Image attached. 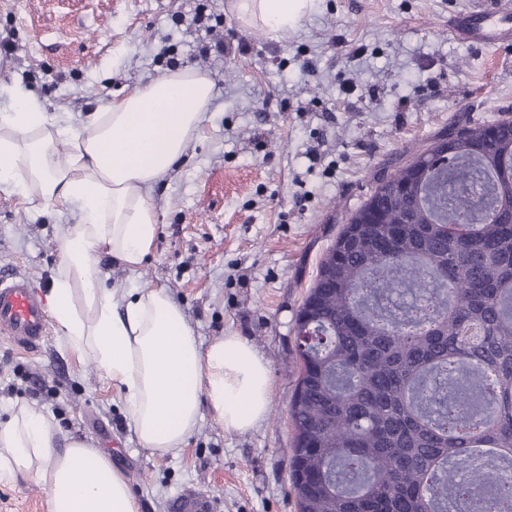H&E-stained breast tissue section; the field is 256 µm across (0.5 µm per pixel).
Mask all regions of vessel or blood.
I'll list each match as a JSON object with an SVG mask.
<instances>
[{"instance_id": "vessel-or-blood-1", "label": "vessel or blood", "mask_w": 512, "mask_h": 512, "mask_svg": "<svg viewBox=\"0 0 512 512\" xmlns=\"http://www.w3.org/2000/svg\"><path fill=\"white\" fill-rule=\"evenodd\" d=\"M448 29L457 38L482 44H512V26L494 19L490 12L453 14ZM50 332L43 295L33 281L13 274L0 279V335L17 346L37 349Z\"/></svg>"}]
</instances>
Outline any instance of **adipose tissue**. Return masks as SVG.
Wrapping results in <instances>:
<instances>
[{
    "label": "adipose tissue",
    "instance_id": "ef3b65f1",
    "mask_svg": "<svg viewBox=\"0 0 512 512\" xmlns=\"http://www.w3.org/2000/svg\"><path fill=\"white\" fill-rule=\"evenodd\" d=\"M244 24L295 29L317 0H231ZM206 73L186 67L89 113L73 126L35 96L0 82V186L28 202L77 208L59 227L60 252L47 307L68 348L118 389L140 444L176 452L211 414L245 432L270 408L271 374L243 337L202 345L165 286H108L100 258L135 271L160 231L151 195L197 137L213 97ZM24 478L48 488V512H140L125 475L92 441L59 433L22 406L0 421V483Z\"/></svg>",
    "mask_w": 512,
    "mask_h": 512
}]
</instances>
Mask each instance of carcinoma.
Masks as SVG:
<instances>
[{
	"mask_svg": "<svg viewBox=\"0 0 512 512\" xmlns=\"http://www.w3.org/2000/svg\"><path fill=\"white\" fill-rule=\"evenodd\" d=\"M300 313L298 512H499L512 498V118L451 132L377 183Z\"/></svg>",
	"mask_w": 512,
	"mask_h": 512,
	"instance_id": "obj_1",
	"label": "carcinoma"
}]
</instances>
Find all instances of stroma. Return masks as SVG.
Returning a JSON list of instances; mask_svg holds the SVG:
<instances>
[{"label": "stroma", "mask_w": 512, "mask_h": 512, "mask_svg": "<svg viewBox=\"0 0 512 512\" xmlns=\"http://www.w3.org/2000/svg\"><path fill=\"white\" fill-rule=\"evenodd\" d=\"M204 2L224 21V52L192 22ZM229 0H0L15 56L0 77L49 116L81 123L165 73L195 67L214 83L202 132L153 194L160 232L137 271L109 257L108 282L162 285L203 344L228 333L268 362L271 403L251 430L204 415L184 448L157 456L130 426L121 394L59 331L35 353L0 336V420L31 405L69 436L93 440L127 478L140 512H178L188 494L212 512H297L290 489L288 402L298 376L295 319L343 224L390 177L465 125L512 117V49L467 43L450 14L492 0H320L286 34L245 26ZM247 50H239V42ZM0 189V274L50 290L57 224ZM46 487L0 483V512H48Z\"/></svg>", "instance_id": "35a3bbf8"}]
</instances>
